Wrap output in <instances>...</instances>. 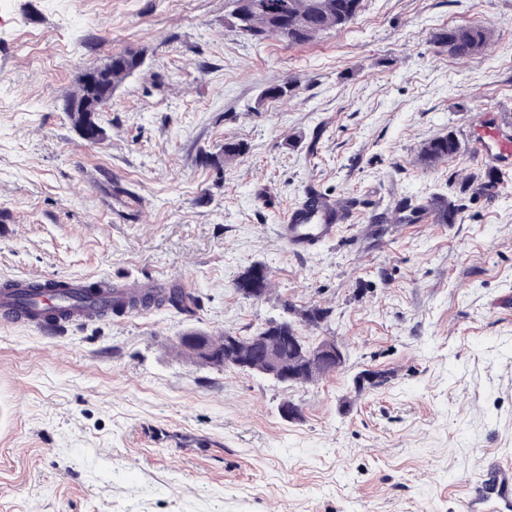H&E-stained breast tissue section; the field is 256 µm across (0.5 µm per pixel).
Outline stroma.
I'll return each mask as SVG.
<instances>
[{"label": "stroma", "mask_w": 512, "mask_h": 512, "mask_svg": "<svg viewBox=\"0 0 512 512\" xmlns=\"http://www.w3.org/2000/svg\"><path fill=\"white\" fill-rule=\"evenodd\" d=\"M233 9L0 0V282L152 280L196 299L55 340L0 325V512H458L453 484L512 458V178L478 195L490 167L470 137L485 109L512 123V0H363L300 45L247 39ZM459 26L488 30L482 54L436 42ZM128 49L143 64L89 143L63 101ZM449 133L459 153L425 162ZM228 142L247 150L207 165ZM312 185L358 217L297 255L279 226ZM255 263L259 302L235 287ZM280 318L336 341L344 370L288 385L176 349Z\"/></svg>", "instance_id": "stroma-1"}]
</instances>
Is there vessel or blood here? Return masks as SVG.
Instances as JSON below:
<instances>
[{
	"label": "vessel or blood",
	"instance_id": "b4317fda",
	"mask_svg": "<svg viewBox=\"0 0 512 512\" xmlns=\"http://www.w3.org/2000/svg\"><path fill=\"white\" fill-rule=\"evenodd\" d=\"M472 146L477 158L492 164L512 160V133L497 113L483 114L472 127ZM354 206L333 203L309 190L303 202L284 216L281 235L289 249L298 254L336 238L344 224L350 223ZM54 290L34 296L29 308H22L15 292L0 291V323L27 324L54 335L75 323L93 319L97 308L81 304L60 315L54 310ZM461 512H512V460L496 454L486 455L478 475L460 489Z\"/></svg>",
	"mask_w": 512,
	"mask_h": 512
}]
</instances>
